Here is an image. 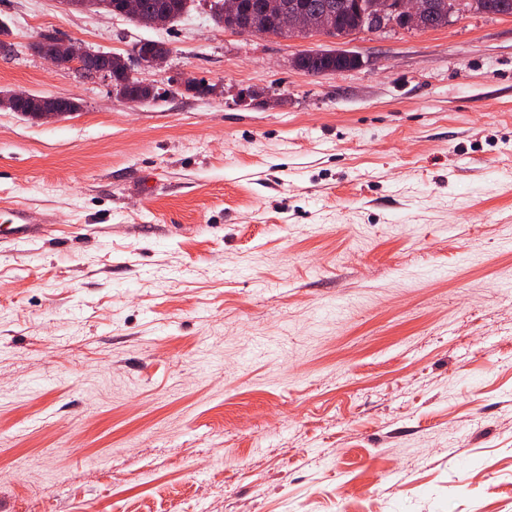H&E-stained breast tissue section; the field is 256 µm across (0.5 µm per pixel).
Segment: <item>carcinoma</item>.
<instances>
[{
    "mask_svg": "<svg viewBox=\"0 0 512 512\" xmlns=\"http://www.w3.org/2000/svg\"><path fill=\"white\" fill-rule=\"evenodd\" d=\"M191 0H141L139 16L132 21L145 27L147 20L157 13H165L174 20L189 9ZM478 10L486 14L511 15L512 0H476ZM372 0H281L284 12H303L314 18L318 27L332 38H346L359 29L365 12ZM211 15L216 25L238 30L249 23L257 34L291 37L293 33L279 26L275 16L267 9V0H239L238 13L234 16L224 13L223 0H213ZM448 26V0H430V18L427 28L438 29ZM353 68L344 56H336L334 50L302 53L296 57V69L306 75L316 76L327 70L343 71Z\"/></svg>",
    "mask_w": 512,
    "mask_h": 512,
    "instance_id": "cac0c4a2",
    "label": "carcinoma"
}]
</instances>
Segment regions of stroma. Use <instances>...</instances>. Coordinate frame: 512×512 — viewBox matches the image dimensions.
<instances>
[{"instance_id": "stroma-1", "label": "stroma", "mask_w": 512, "mask_h": 512, "mask_svg": "<svg viewBox=\"0 0 512 512\" xmlns=\"http://www.w3.org/2000/svg\"><path fill=\"white\" fill-rule=\"evenodd\" d=\"M210 5L0 0V90L81 104L0 110V214L36 231L0 236V512H512V16L342 42ZM45 32L165 42L157 98ZM140 13L139 16L133 17L136 11V4L134 0H129L127 7L124 11L126 15L131 17H127L128 19L136 22L140 26L150 27L145 23L148 19H150L156 13H165L170 16V20H174L184 13H186L189 9V3L193 2L191 0H140ZM238 13L234 16L224 14V9L234 8L233 0H214L211 4L212 19L217 26L237 31L244 24L250 23L256 29L255 35H274L283 37L296 36L287 29H282L275 16L267 9L268 0H238ZM56 44L63 45L66 52L62 58L52 62L49 52ZM30 49L50 62L54 67L71 70L81 79L92 80L102 78L108 81L112 87V94L119 99L127 101L123 95L119 93L121 87L127 82L122 79H116L112 75V65L115 71L120 70V54L103 52L104 54H108L103 56L86 47L79 40L59 39L44 35H40L38 39L31 44ZM102 57L107 59L105 64L99 61ZM295 61L297 70L312 76L322 74L327 70L343 71L354 68L345 56L336 58V50L302 53L296 57Z\"/></svg>"}]
</instances>
